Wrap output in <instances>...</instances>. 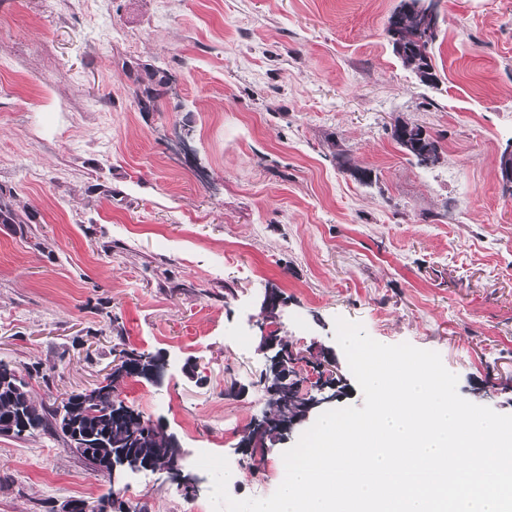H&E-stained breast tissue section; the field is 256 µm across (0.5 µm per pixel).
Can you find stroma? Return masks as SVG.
<instances>
[{
    "label": "stroma",
    "mask_w": 512,
    "mask_h": 512,
    "mask_svg": "<svg viewBox=\"0 0 512 512\" xmlns=\"http://www.w3.org/2000/svg\"><path fill=\"white\" fill-rule=\"evenodd\" d=\"M398 2L0 0V188L26 216L0 223V361L51 410L119 350L168 356L160 383L118 390L202 484L128 476L148 512H213L202 452L228 459L232 498L280 485L308 422L239 450L269 409L264 325L334 356V408L364 402L341 317L438 352L461 397L512 414V0H438L434 89L386 37ZM128 63L171 82L147 98ZM111 490L57 436H0V512Z\"/></svg>",
    "instance_id": "obj_1"
}]
</instances>
